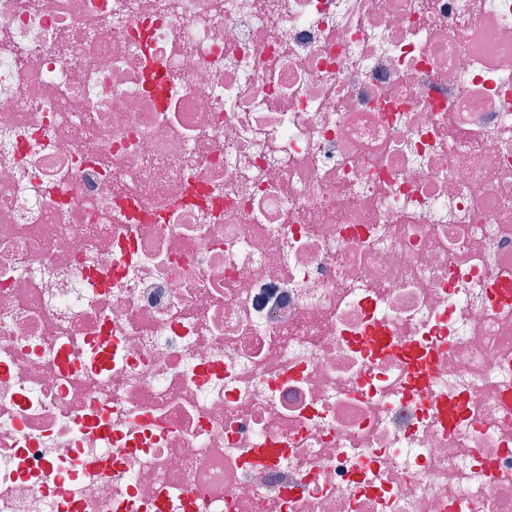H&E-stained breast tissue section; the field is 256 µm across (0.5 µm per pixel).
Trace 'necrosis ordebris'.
Instances as JSON below:
<instances>
[{"mask_svg":"<svg viewBox=\"0 0 512 512\" xmlns=\"http://www.w3.org/2000/svg\"><path fill=\"white\" fill-rule=\"evenodd\" d=\"M0 512H512V0H0Z\"/></svg>","mask_w":512,"mask_h":512,"instance_id":"1","label":"necrosis or debris"}]
</instances>
